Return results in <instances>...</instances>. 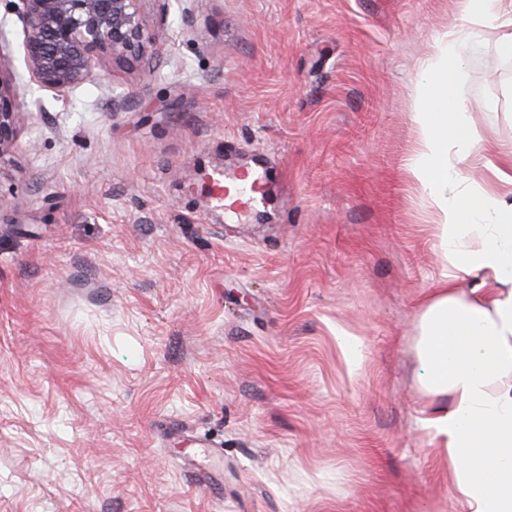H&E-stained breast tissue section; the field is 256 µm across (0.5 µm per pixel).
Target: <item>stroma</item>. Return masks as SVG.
I'll use <instances>...</instances> for the list:
<instances>
[{
    "label": "stroma",
    "mask_w": 512,
    "mask_h": 512,
    "mask_svg": "<svg viewBox=\"0 0 512 512\" xmlns=\"http://www.w3.org/2000/svg\"><path fill=\"white\" fill-rule=\"evenodd\" d=\"M0 159V512H451L416 338L441 262L408 173L457 0H143L157 55L24 61ZM498 31L462 105L512 146ZM260 168L232 220L190 192Z\"/></svg>",
    "instance_id": "35a3bbf8"
}]
</instances>
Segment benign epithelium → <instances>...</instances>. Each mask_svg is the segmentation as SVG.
<instances>
[{
    "label": "benign epithelium",
    "instance_id": "7a95c632",
    "mask_svg": "<svg viewBox=\"0 0 512 512\" xmlns=\"http://www.w3.org/2000/svg\"><path fill=\"white\" fill-rule=\"evenodd\" d=\"M140 2L22 0L25 63L31 80L61 91L85 80L100 59L130 65L157 50ZM19 130L18 93L0 76V159L14 147Z\"/></svg>",
    "mask_w": 512,
    "mask_h": 512
}]
</instances>
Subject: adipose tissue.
Listing matches in <instances>:
<instances>
[{
	"label": "adipose tissue",
	"mask_w": 512,
	"mask_h": 512,
	"mask_svg": "<svg viewBox=\"0 0 512 512\" xmlns=\"http://www.w3.org/2000/svg\"><path fill=\"white\" fill-rule=\"evenodd\" d=\"M459 2L466 26L449 33L414 115L408 163L444 258L419 321L421 421L448 461L453 512H512V148L496 147L492 129L461 108L462 51L481 29H500L498 48L512 56V0ZM467 165L486 177L471 180ZM466 273L479 281L463 292Z\"/></svg>",
	"instance_id": "ef3b65f1"
}]
</instances>
